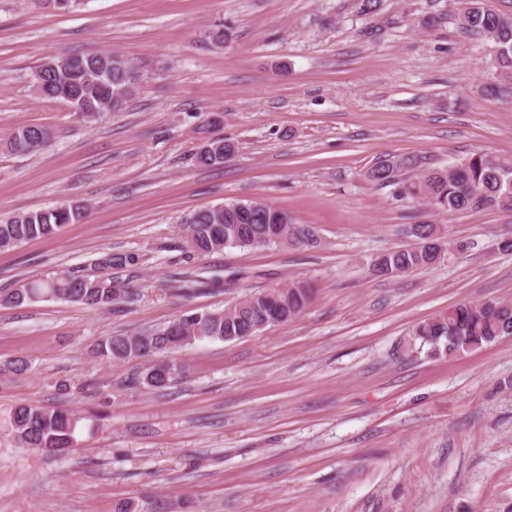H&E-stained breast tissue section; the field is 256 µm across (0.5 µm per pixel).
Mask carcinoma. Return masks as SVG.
<instances>
[{
	"label": "carcinoma",
	"mask_w": 512,
	"mask_h": 512,
	"mask_svg": "<svg viewBox=\"0 0 512 512\" xmlns=\"http://www.w3.org/2000/svg\"><path fill=\"white\" fill-rule=\"evenodd\" d=\"M459 27L479 37L494 60L495 79L484 91L512 97V13L497 12L485 0H459ZM36 94L67 103L74 111L99 118L120 109L137 91V79L123 59L110 52L91 55H59L38 67ZM50 134L39 126L18 129L0 143L10 154L31 155L47 144ZM206 145L215 152H197L202 167L224 163L233 145L212 139ZM378 186L395 187L396 195L424 203L437 214H456L469 209L490 208L512 216V159L475 152L448 167L419 169L417 161L400 155L379 160L368 172ZM84 206L62 203L47 210L30 211L0 218V251L26 242L50 237L66 224L80 222ZM186 243L189 251L205 254L226 248L264 249L288 245L316 248V228L297 224L282 210L259 198L234 200L199 210L188 216ZM417 239L410 248L392 249L373 258L369 271L376 277L406 273L438 264L447 253L446 232L438 224L409 225ZM136 264L132 255L108 252L99 261L103 269H123ZM312 290L304 281L285 287L259 290L222 311L183 314L170 324L143 333L107 336L98 344L101 358L138 362L125 380L130 389H164L186 375V365L169 354L197 340L233 341L252 336L265 328L263 314L279 300H288L289 320L307 307ZM62 299L90 308H103L130 299L125 286L112 278L62 272L47 279L30 281L5 294L0 305L21 306L45 299ZM512 336V304L506 301H477L458 304L412 327L405 342L406 353L427 349V355L458 356L476 351ZM81 416L76 411L16 406L10 425L17 444L50 453L72 447Z\"/></svg>",
	"instance_id": "cac0c4a2"
}]
</instances>
